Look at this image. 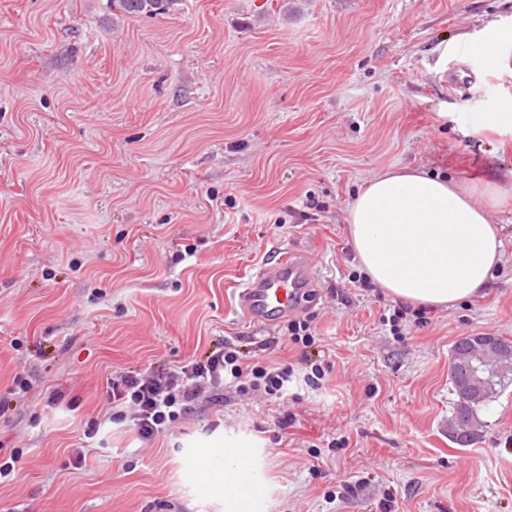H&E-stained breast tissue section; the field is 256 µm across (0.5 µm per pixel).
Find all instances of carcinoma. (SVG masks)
I'll use <instances>...</instances> for the list:
<instances>
[{"label":"carcinoma","instance_id":"carcinoma-1","mask_svg":"<svg viewBox=\"0 0 512 512\" xmlns=\"http://www.w3.org/2000/svg\"><path fill=\"white\" fill-rule=\"evenodd\" d=\"M181 0H112V8L124 15H162L168 14ZM451 358L460 362L455 377L451 378L453 386L463 385L476 376L483 378L482 398L458 411L457 421L466 429L454 431L453 441L461 446H468L485 427L479 417V409L501 389L512 383V361L498 360L485 353L483 347L471 340V337L459 339L453 346Z\"/></svg>","mask_w":512,"mask_h":512}]
</instances>
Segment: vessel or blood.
Masks as SVG:
<instances>
[{"instance_id":"1","label":"vessel or blood","mask_w":512,"mask_h":512,"mask_svg":"<svg viewBox=\"0 0 512 512\" xmlns=\"http://www.w3.org/2000/svg\"><path fill=\"white\" fill-rule=\"evenodd\" d=\"M319 279V270L303 250L280 249L238 289L237 312L254 328H272L280 319L300 312L305 296Z\"/></svg>"}]
</instances>
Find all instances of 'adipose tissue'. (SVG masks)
<instances>
[{"label":"adipose tissue","instance_id":"ef3b65f1","mask_svg":"<svg viewBox=\"0 0 512 512\" xmlns=\"http://www.w3.org/2000/svg\"><path fill=\"white\" fill-rule=\"evenodd\" d=\"M497 182L473 190L419 169L371 177L348 210L350 240L366 275L396 299L451 306L486 288L504 255L488 210Z\"/></svg>","mask_w":512,"mask_h":512}]
</instances>
